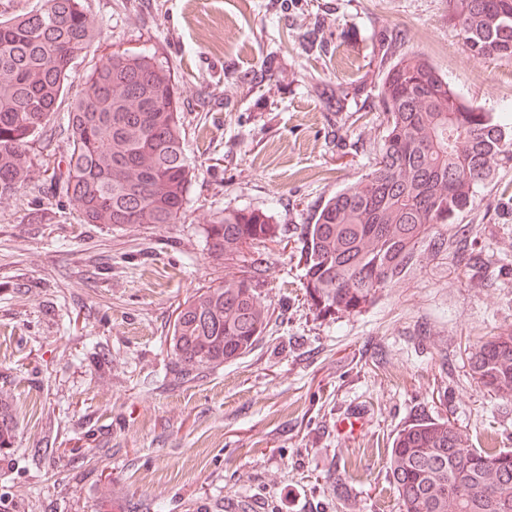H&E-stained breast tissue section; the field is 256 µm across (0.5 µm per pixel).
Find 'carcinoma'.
I'll list each match as a JSON object with an SVG mask.
<instances>
[{
  "label": "carcinoma",
  "mask_w": 512,
  "mask_h": 512,
  "mask_svg": "<svg viewBox=\"0 0 512 512\" xmlns=\"http://www.w3.org/2000/svg\"><path fill=\"white\" fill-rule=\"evenodd\" d=\"M463 44L488 59L512 58V0H449ZM98 35L82 0H43L0 19V199L31 179L29 144L49 124L72 84L70 152L51 179L83 224H173L193 176L181 93L168 67L144 52L113 53L81 75L76 61ZM406 36L382 41L379 83L369 97L383 119L374 168L322 204L295 231L266 211L226 208L207 224L210 254L249 265L186 300L169 336L188 373L250 353L271 319L262 296L261 249L290 234L309 307L333 320L357 314L399 282L426 247L448 249L434 231L477 205L512 153V127L471 105ZM472 375L512 400V332L482 342ZM16 422L0 404V451ZM386 469L399 512H512V451L472 447L446 420L420 418L388 448Z\"/></svg>",
  "instance_id": "1"
}]
</instances>
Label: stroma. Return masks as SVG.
Here are the masks:
<instances>
[{
  "label": "stroma",
  "instance_id": "stroma-1",
  "mask_svg": "<svg viewBox=\"0 0 512 512\" xmlns=\"http://www.w3.org/2000/svg\"><path fill=\"white\" fill-rule=\"evenodd\" d=\"M101 29L86 70L146 52L181 88L194 173L173 224L81 223L50 176L66 111L0 200V512H397L385 457L417 418L512 450V402L473 377L472 351L512 329V162L463 219L486 270L424 253L361 313L315 318L292 245L264 253L273 315L246 356L176 381L179 306L224 279L204 228L227 208L312 222L370 173L382 128L364 88L402 30L466 101L512 124V58L470 53L448 0H84ZM346 94L349 111L330 108ZM349 462L348 497L335 469Z\"/></svg>",
  "mask_w": 512,
  "mask_h": 512
}]
</instances>
